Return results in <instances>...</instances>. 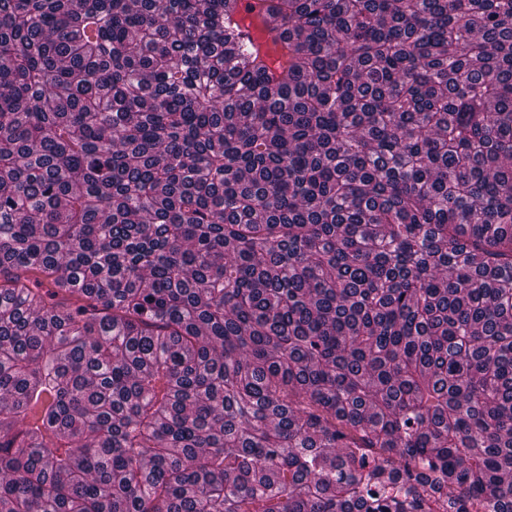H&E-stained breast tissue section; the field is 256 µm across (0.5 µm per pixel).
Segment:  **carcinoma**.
Instances as JSON below:
<instances>
[{"label": "carcinoma", "instance_id": "obj_1", "mask_svg": "<svg viewBox=\"0 0 512 512\" xmlns=\"http://www.w3.org/2000/svg\"><path fill=\"white\" fill-rule=\"evenodd\" d=\"M0 0V512H512V0ZM237 4L235 17L239 24L250 32L253 40L265 43L267 35L263 31L262 19L259 16L258 8L256 7L253 11L248 8L249 5L257 6L258 0H239Z\"/></svg>", "mask_w": 512, "mask_h": 512}]
</instances>
